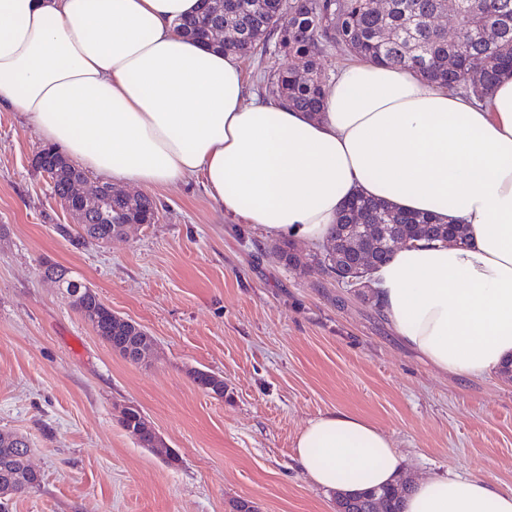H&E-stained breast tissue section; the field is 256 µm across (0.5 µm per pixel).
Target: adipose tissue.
I'll return each instance as SVG.
<instances>
[{
  "mask_svg": "<svg viewBox=\"0 0 512 512\" xmlns=\"http://www.w3.org/2000/svg\"><path fill=\"white\" fill-rule=\"evenodd\" d=\"M199 0H0V111L22 113L83 168L138 186L199 181L222 217L281 240L330 237L354 193L444 224L377 273L394 332L469 379L512 360V73L484 99L414 71L360 62L324 85L321 112L251 92L240 57L183 37ZM295 460L311 484L396 482L403 456L347 412L311 419ZM403 512H512V489L450 472Z\"/></svg>",
  "mask_w": 512,
  "mask_h": 512,
  "instance_id": "ef3b65f1",
  "label": "adipose tissue"
}]
</instances>
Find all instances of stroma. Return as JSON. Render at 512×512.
I'll use <instances>...</instances> for the list:
<instances>
[{"mask_svg": "<svg viewBox=\"0 0 512 512\" xmlns=\"http://www.w3.org/2000/svg\"><path fill=\"white\" fill-rule=\"evenodd\" d=\"M43 142L24 116L0 112V430L25 437L39 490L7 512H336L335 493L295 460L318 415L364 417L393 441L409 482L452 470L512 487V379L443 374L399 342L381 314L313 263L276 260L273 239L218 218L200 184L141 189L153 224L107 244L73 246V216L31 160ZM69 268L113 313L155 340L132 363L97 336L41 276ZM224 379L223 397L194 370ZM134 405L176 463L121 425Z\"/></svg>", "mask_w": 512, "mask_h": 512, "instance_id": "1", "label": "stroma"}]
</instances>
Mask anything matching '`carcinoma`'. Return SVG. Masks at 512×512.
<instances>
[{"label":"carcinoma","mask_w":512,"mask_h":512,"mask_svg":"<svg viewBox=\"0 0 512 512\" xmlns=\"http://www.w3.org/2000/svg\"><path fill=\"white\" fill-rule=\"evenodd\" d=\"M458 1L466 9L450 38L435 20ZM218 28L225 32L222 41L211 38ZM179 31L188 39L241 56H263L270 43H275L295 64L267 78L268 92L310 113L318 112L323 102L326 77L319 69V58L336 44L356 59L414 69L450 89L464 87L479 99L489 94L502 72L512 71V0H391L386 11L377 10L373 0H235L231 7L219 0H200L198 10L183 19ZM33 162L49 173L54 196L61 202L67 200L68 188L80 180L83 169L51 146L38 150ZM89 194L88 202L79 204L85 209L80 229L56 225L60 235L75 246L110 241L118 224L156 221L157 206L149 196L131 201L99 187ZM467 234L466 226L441 224L432 213L406 212L384 200L356 194L339 213L335 252L318 264L334 278L345 268L390 259L400 246L421 240L462 244ZM275 251L286 266L303 273L308 270L292 245L280 244ZM98 306V298L87 296L75 309L90 319L94 332L112 350L138 362L128 351L130 337L138 332L112 323L103 311L89 314ZM147 423L138 407L124 408L121 424L140 443L150 433ZM8 437L13 439L11 450L0 448V486L12 481L39 489L41 475L28 470V441L17 434ZM405 493L395 483L380 491L339 494L337 512H399Z\"/></svg>","instance_id":"carcinoma-1"}]
</instances>
